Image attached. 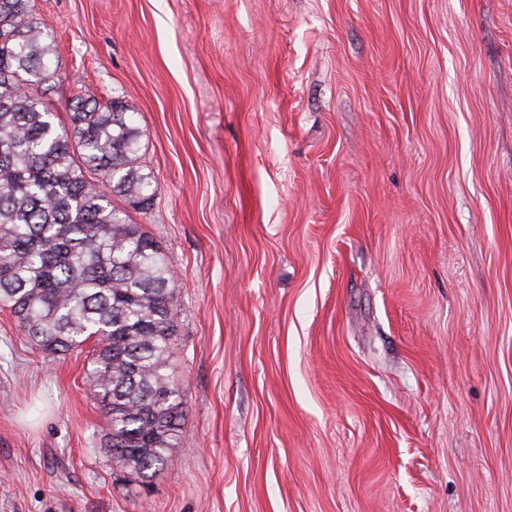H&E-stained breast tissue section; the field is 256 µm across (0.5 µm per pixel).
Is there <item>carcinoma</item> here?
<instances>
[{
  "instance_id": "1",
  "label": "carcinoma",
  "mask_w": 512,
  "mask_h": 512,
  "mask_svg": "<svg viewBox=\"0 0 512 512\" xmlns=\"http://www.w3.org/2000/svg\"><path fill=\"white\" fill-rule=\"evenodd\" d=\"M33 0H0V307L44 352L93 339L88 387L112 455L147 477L178 440L175 275L162 247L112 203L145 208L143 130L119 99L82 91L68 120L32 90L53 77L55 36Z\"/></svg>"
}]
</instances>
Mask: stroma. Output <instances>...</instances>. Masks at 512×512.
<instances>
[{"mask_svg":"<svg viewBox=\"0 0 512 512\" xmlns=\"http://www.w3.org/2000/svg\"><path fill=\"white\" fill-rule=\"evenodd\" d=\"M137 114L178 445L0 309V512H512V0H34Z\"/></svg>","mask_w":512,"mask_h":512,"instance_id":"obj_1","label":"stroma"}]
</instances>
